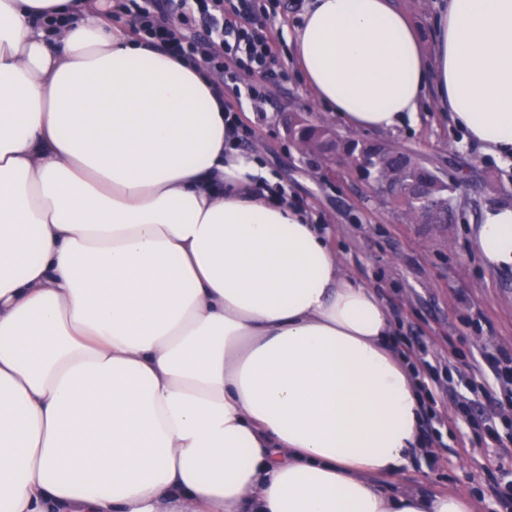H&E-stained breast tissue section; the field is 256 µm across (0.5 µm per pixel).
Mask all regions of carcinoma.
I'll return each mask as SVG.
<instances>
[{"label": "carcinoma", "mask_w": 512, "mask_h": 512, "mask_svg": "<svg viewBox=\"0 0 512 512\" xmlns=\"http://www.w3.org/2000/svg\"><path fill=\"white\" fill-rule=\"evenodd\" d=\"M294 121L296 129L292 135L293 140L321 156L336 155L349 159L351 170L364 183L391 184L388 202L410 219H417L412 201L413 191L424 183L435 186L438 193H447L444 204L448 208V214L454 215L452 200L459 184H450L446 189L438 186L439 177L435 170L424 162L377 140L356 136L342 138L329 126L302 121L298 115L294 117Z\"/></svg>", "instance_id": "1"}]
</instances>
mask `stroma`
<instances>
[{
	"mask_svg": "<svg viewBox=\"0 0 512 512\" xmlns=\"http://www.w3.org/2000/svg\"><path fill=\"white\" fill-rule=\"evenodd\" d=\"M268 13L262 21L288 73L287 80L241 75L238 85L248 125V151L258 154L287 188L288 198L330 230V244L343 271L379 291L390 310L397 336L412 337L407 353L421 377L437 370L431 383L437 412L455 413L456 402L474 396L484 412L494 415L498 437L475 439L466 421L441 425L427 453H414L399 484L430 495L464 493L474 512H494L489 474L512 466V404L504 397L472 394L467 378L492 380L486 354L512 350V268L487 265L478 255L472 228L484 210L512 204V164L486 154L467 141L449 113L428 97L414 122L394 132L370 137L400 147L439 171L448 181L459 172L469 178L455 193L454 220L449 224H410L344 167L304 155L286 136L281 116L307 115L332 121L315 99L298 68L289 33L298 25L309 0H261ZM431 45L435 23L447 0H395Z\"/></svg>",
	"mask_w": 512,
	"mask_h": 512,
	"instance_id": "35a3bbf8",
	"label": "stroma"
}]
</instances>
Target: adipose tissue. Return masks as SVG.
Instances as JSON below:
<instances>
[{
  "instance_id": "adipose-tissue-1",
  "label": "adipose tissue",
  "mask_w": 512,
  "mask_h": 512,
  "mask_svg": "<svg viewBox=\"0 0 512 512\" xmlns=\"http://www.w3.org/2000/svg\"><path fill=\"white\" fill-rule=\"evenodd\" d=\"M108 17L0 0V512H471L395 484L425 394L377 289L234 147L216 79ZM290 43L349 129L433 86L512 158V0H448L428 53L393 0H311ZM476 241L512 267V205Z\"/></svg>"
}]
</instances>
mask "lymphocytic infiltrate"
<instances>
[{
    "label": "lymphocytic infiltrate",
    "instance_id": "obj_1",
    "mask_svg": "<svg viewBox=\"0 0 512 512\" xmlns=\"http://www.w3.org/2000/svg\"><path fill=\"white\" fill-rule=\"evenodd\" d=\"M113 11L174 55L220 69L225 83H236L242 72L286 76L270 36L255 25V0H113ZM185 23L202 28V36L177 33V25Z\"/></svg>",
    "mask_w": 512,
    "mask_h": 512
}]
</instances>
